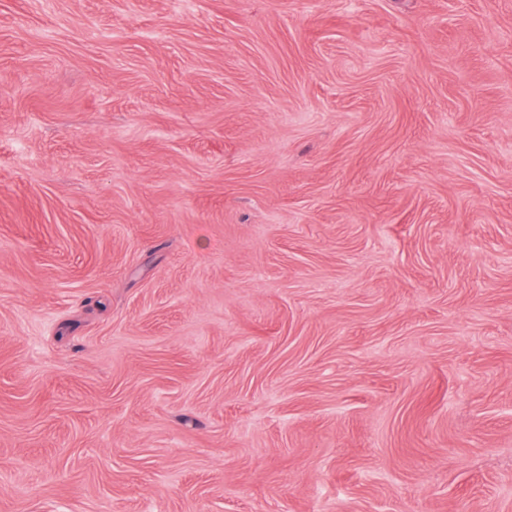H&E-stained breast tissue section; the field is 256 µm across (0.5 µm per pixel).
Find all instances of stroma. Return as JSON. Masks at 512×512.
<instances>
[{
  "label": "stroma",
  "mask_w": 512,
  "mask_h": 512,
  "mask_svg": "<svg viewBox=\"0 0 512 512\" xmlns=\"http://www.w3.org/2000/svg\"><path fill=\"white\" fill-rule=\"evenodd\" d=\"M0 512H512V0H0Z\"/></svg>",
  "instance_id": "obj_1"
}]
</instances>
